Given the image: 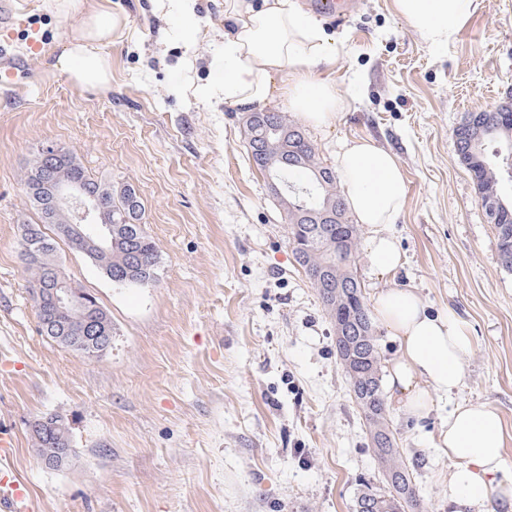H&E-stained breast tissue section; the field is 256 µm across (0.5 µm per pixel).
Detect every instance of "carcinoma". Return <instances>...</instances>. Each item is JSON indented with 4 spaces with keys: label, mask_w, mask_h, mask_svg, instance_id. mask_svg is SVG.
Returning a JSON list of instances; mask_svg holds the SVG:
<instances>
[{
    "label": "carcinoma",
    "mask_w": 512,
    "mask_h": 512,
    "mask_svg": "<svg viewBox=\"0 0 512 512\" xmlns=\"http://www.w3.org/2000/svg\"><path fill=\"white\" fill-rule=\"evenodd\" d=\"M276 128L260 129L252 126L246 128V136L260 135L269 142V153L263 163L256 167L271 174H279L288 186V234L300 235L302 243L293 247L296 262L304 270L306 277H311L314 270H324L332 280L356 283V295L340 294L334 288H316L325 310L330 318H353L359 323V348L356 358L351 360L353 376L349 380L361 387L367 388L368 396L360 405L368 427H379L392 436L385 414L384 400L381 390L380 365L375 345L373 323L368 309L363 301L361 285L356 275V245L359 235L358 225L354 224L348 215V209L342 208V223L340 224H296L293 210L305 206L314 210H323L327 206L344 201V195L338 189L336 177L321 179L318 174L324 169L312 142L307 136L300 137L293 145L281 142V136L298 124L277 112ZM496 141L503 150L498 154L501 162L512 169L509 161L511 153L506 150L508 142L504 137L494 132L482 133L471 152L464 157L467 166L476 182L479 199L482 204L503 201L508 210L501 213V221H495L492 213H487L489 220L494 222L497 236L498 259L501 266L512 272V239L502 236V224L512 226V199L507 198L503 191V182L494 164L486 154L485 145ZM292 147L294 152L301 155L302 163L293 169L280 167L278 155L286 147ZM73 177L81 180L87 186L100 192L106 184L91 174L81 165L71 168ZM126 192L115 191L107 194L105 204L112 207V216L119 220L129 212ZM143 204H137L136 223L114 225L112 234V256L107 265L112 268L115 283L126 286L147 285L157 278V247L155 241L147 234L142 224ZM42 247L25 255L29 272V288L41 282L45 276L53 272L54 252L53 239L41 232ZM58 426L48 432L38 434L34 446L50 453L59 446H71V433L68 424L60 417L56 418ZM384 467L387 471L405 477L403 487L378 492L372 488L360 491V496L370 504L368 512H418L420 508L418 491L412 481L413 473L404 464L396 439L392 438L382 449Z\"/></svg>",
    "instance_id": "obj_1"
}]
</instances>
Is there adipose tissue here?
<instances>
[{
    "instance_id": "obj_1",
    "label": "adipose tissue",
    "mask_w": 512,
    "mask_h": 512,
    "mask_svg": "<svg viewBox=\"0 0 512 512\" xmlns=\"http://www.w3.org/2000/svg\"><path fill=\"white\" fill-rule=\"evenodd\" d=\"M82 0H51L62 15L81 9V23L69 33L53 69L74 84L107 88L112 62L103 43L121 21L97 8L82 9ZM396 8L424 40L447 46L476 8V0H395ZM235 28L224 37V80L206 89L248 111L263 110L273 94L315 127L334 126L346 101L330 78L316 73L317 63L335 58L336 40L306 13L298 0H264L252 10L243 0H224ZM344 198L357 223L370 229L367 251L381 273L401 264L395 241L384 234L405 205L406 184L396 156L368 139L344 141L336 154ZM372 313L399 344L387 368L393 399L410 416L430 414L436 400L458 391L464 359L472 341L455 312L434 313L415 291L387 288L372 298ZM451 463L448 500L465 512H481L493 491V477L503 465L502 419L496 408L455 404L439 436Z\"/></svg>"
}]
</instances>
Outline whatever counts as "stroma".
<instances>
[{"instance_id":"stroma-1","label":"stroma","mask_w":512,"mask_h":512,"mask_svg":"<svg viewBox=\"0 0 512 512\" xmlns=\"http://www.w3.org/2000/svg\"><path fill=\"white\" fill-rule=\"evenodd\" d=\"M122 18L101 52L112 85H72L51 68L78 16L20 0L0 22V431L40 512H355L363 485L387 490L363 413L336 356V329L297 265L286 216L248 157L243 111L202 106L223 80L214 65L234 23L224 0H197L194 52L176 7L98 0ZM336 59L319 64L348 105L335 126L307 128L321 161L369 137L393 152L405 206L386 231L404 257L380 274L356 247L364 298L416 290L432 311L454 309L473 350L455 400L501 413L512 483V272L457 153L453 130L512 89V0H477L442 50L394 0H354L335 29ZM55 143L113 187L133 186L158 251L145 286L112 283L58 242L65 275L112 319V345L88 358L43 336L21 254L36 222L24 175ZM450 403L423 419L393 401L386 416L413 472L422 512H455L437 448ZM47 415L71 428L61 470L44 467L29 425Z\"/></svg>"}]
</instances>
